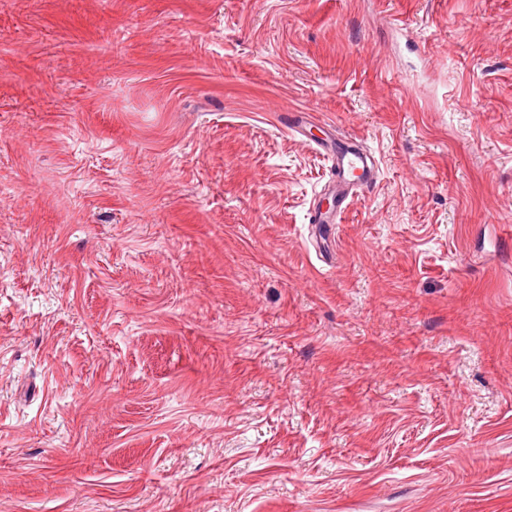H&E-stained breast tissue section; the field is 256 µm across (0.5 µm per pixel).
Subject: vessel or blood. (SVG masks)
<instances>
[{
  "label": "vessel or blood",
  "instance_id": "vessel-or-blood-1",
  "mask_svg": "<svg viewBox=\"0 0 512 512\" xmlns=\"http://www.w3.org/2000/svg\"><path fill=\"white\" fill-rule=\"evenodd\" d=\"M332 158L333 173L328 193L333 209L314 208L310 221L314 224H338L349 212L356 190L373 188L379 178L376 158L350 139L329 137L321 143Z\"/></svg>",
  "mask_w": 512,
  "mask_h": 512
}]
</instances>
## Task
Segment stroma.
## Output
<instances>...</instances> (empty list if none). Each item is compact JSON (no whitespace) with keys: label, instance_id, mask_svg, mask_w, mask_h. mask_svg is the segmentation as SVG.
Here are the masks:
<instances>
[{"label":"stroma","instance_id":"1","mask_svg":"<svg viewBox=\"0 0 512 512\" xmlns=\"http://www.w3.org/2000/svg\"><path fill=\"white\" fill-rule=\"evenodd\" d=\"M0 512H512V0H0ZM332 158L333 173L328 193L335 203L331 210L315 207L311 211L310 224H341L349 212L354 191L370 190L379 178L376 158L352 139L338 140L332 133L319 144Z\"/></svg>","mask_w":512,"mask_h":512}]
</instances>
